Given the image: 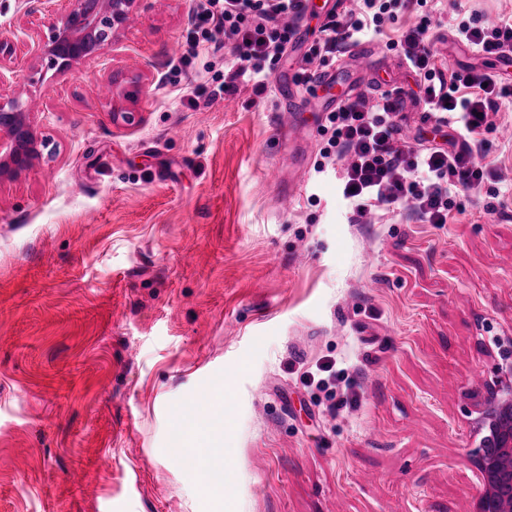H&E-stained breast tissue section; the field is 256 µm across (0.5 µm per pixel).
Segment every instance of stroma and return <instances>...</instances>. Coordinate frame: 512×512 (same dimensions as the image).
Returning a JSON list of instances; mask_svg holds the SVG:
<instances>
[{"label":"stroma","instance_id":"stroma-1","mask_svg":"<svg viewBox=\"0 0 512 512\" xmlns=\"http://www.w3.org/2000/svg\"><path fill=\"white\" fill-rule=\"evenodd\" d=\"M70 8L0 0L19 96L42 141L0 181V512H213L199 467L173 459L168 422L223 381L231 472L223 512H473L478 438L467 394L512 339V101L480 131L495 178L444 224L393 205L352 221L339 170L316 173L326 114L301 92L288 135L251 86L194 104L233 50L174 73L195 0H141L96 59L59 72L32 46ZM379 67L337 68L377 101L412 77L388 42ZM512 0H433L439 63L493 72L454 36ZM139 113L114 123L113 104ZM296 196H289V186ZM333 363L334 388L310 371Z\"/></svg>","mask_w":512,"mask_h":512}]
</instances>
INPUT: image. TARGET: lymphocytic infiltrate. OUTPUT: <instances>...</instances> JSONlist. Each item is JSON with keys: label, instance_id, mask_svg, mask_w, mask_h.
I'll use <instances>...</instances> for the list:
<instances>
[{"label": "lymphocytic infiltrate", "instance_id": "obj_1", "mask_svg": "<svg viewBox=\"0 0 512 512\" xmlns=\"http://www.w3.org/2000/svg\"><path fill=\"white\" fill-rule=\"evenodd\" d=\"M426 3L358 0V11L349 19H333L323 25V35L306 53L307 65L297 74V81H313L310 62L328 64L347 44L380 34L394 9L412 10ZM297 14L296 0H197L187 48L173 68L185 70L200 55L217 52L216 36L221 33L234 41V58L224 64L223 81L210 88L199 86V95L213 100L237 90L242 83L251 85L255 95H264L270 87L272 64L293 44L295 29L288 19ZM455 36L488 55L512 50V20L490 28L463 21ZM430 44L426 19L403 31L395 41L408 67L423 80V102L437 126H452L460 138H470L489 126L500 101L512 99V83L471 69L445 74L435 63ZM400 103V97L388 92L373 105L362 94L345 99L328 116L330 135L320 150L316 170L324 172L327 163L345 160L340 187L353 213L361 215L371 207L404 203L426 223H447L453 196L459 188L478 186L484 171L473 163L467 147L457 152L437 146L399 147L396 116Z\"/></svg>", "mask_w": 512, "mask_h": 512}]
</instances>
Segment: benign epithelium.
<instances>
[{
	"label": "benign epithelium",
	"instance_id": "obj_1",
	"mask_svg": "<svg viewBox=\"0 0 512 512\" xmlns=\"http://www.w3.org/2000/svg\"><path fill=\"white\" fill-rule=\"evenodd\" d=\"M69 13L33 52L65 71L100 55L140 0H71ZM39 141L19 97L0 100V181L32 166ZM500 362L492 380L471 393L480 435L469 454L481 488L474 512H512V339L497 343Z\"/></svg>",
	"mask_w": 512,
	"mask_h": 512
}]
</instances>
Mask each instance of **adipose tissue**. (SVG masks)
<instances>
[{
	"label": "adipose tissue",
	"instance_id": "adipose-tissue-1",
	"mask_svg": "<svg viewBox=\"0 0 512 512\" xmlns=\"http://www.w3.org/2000/svg\"><path fill=\"white\" fill-rule=\"evenodd\" d=\"M223 399V385H215L192 406L175 407L169 424V431L173 439L178 442L177 455L202 452L209 477V489L216 495L222 494L224 475L231 467L224 453V416L218 412L212 413L210 426L203 434L196 428L195 417L206 412L210 413V406L222 402Z\"/></svg>",
	"mask_w": 512,
	"mask_h": 512
}]
</instances>
